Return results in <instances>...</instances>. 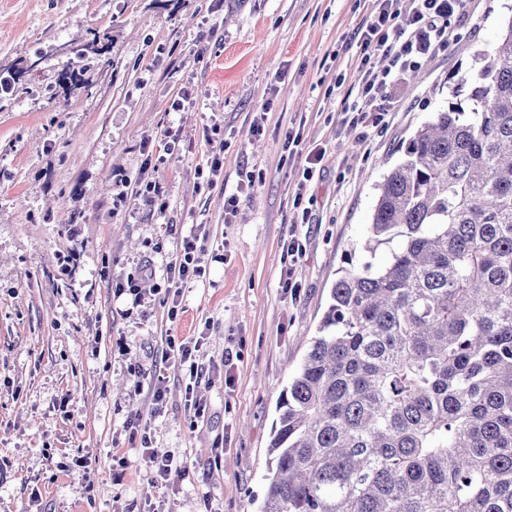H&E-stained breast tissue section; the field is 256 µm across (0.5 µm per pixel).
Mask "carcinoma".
I'll use <instances>...</instances> for the list:
<instances>
[{
    "label": "carcinoma",
    "instance_id": "1",
    "mask_svg": "<svg viewBox=\"0 0 512 512\" xmlns=\"http://www.w3.org/2000/svg\"><path fill=\"white\" fill-rule=\"evenodd\" d=\"M110 44L75 55L108 69ZM460 81L469 104L378 185L369 259L347 257L279 395L261 512H512V19Z\"/></svg>",
    "mask_w": 512,
    "mask_h": 512
}]
</instances>
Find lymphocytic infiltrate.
<instances>
[{"label":"lymphocytic infiltrate","instance_id":"1","mask_svg":"<svg viewBox=\"0 0 512 512\" xmlns=\"http://www.w3.org/2000/svg\"><path fill=\"white\" fill-rule=\"evenodd\" d=\"M465 0H372L369 20L357 32L365 68L356 100L344 111L342 128L377 124L399 74L446 51L448 24ZM384 56L386 66L374 65Z\"/></svg>","mask_w":512,"mask_h":512}]
</instances>
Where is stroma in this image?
I'll return each instance as SVG.
<instances>
[{"label":"stroma","mask_w":512,"mask_h":512,"mask_svg":"<svg viewBox=\"0 0 512 512\" xmlns=\"http://www.w3.org/2000/svg\"><path fill=\"white\" fill-rule=\"evenodd\" d=\"M371 11L0 0V71L29 86L0 96V512H261L278 397L368 237L377 186L434 112L467 100L458 78L499 41L512 0H466L447 51L400 77L384 122L341 135L364 73L354 34ZM96 29L112 35L111 68L86 66L88 88L63 89L59 73L84 66L74 50ZM219 150L224 168L202 186ZM311 153L320 172L304 184ZM299 191L311 216L296 226L306 254L292 296L283 238ZM197 229L205 272L179 283L173 319L161 291ZM171 337L203 340L204 421L191 422L185 382L162 360ZM148 447L176 464L169 486L155 484Z\"/></svg>","instance_id":"1"}]
</instances>
